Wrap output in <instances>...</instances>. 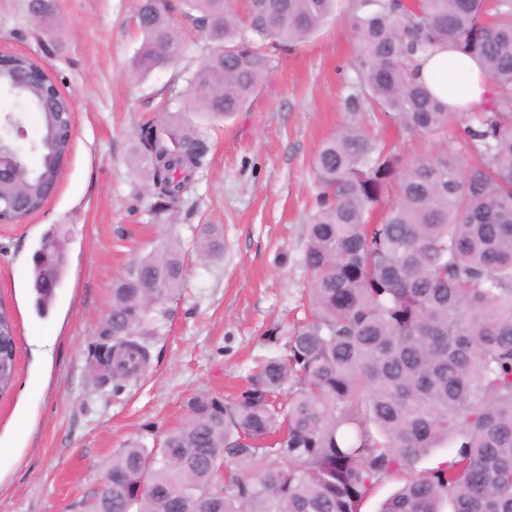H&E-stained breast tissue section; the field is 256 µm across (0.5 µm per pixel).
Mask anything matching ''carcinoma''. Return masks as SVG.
Segmentation results:
<instances>
[{"instance_id":"cac0c4a2","label":"carcinoma","mask_w":512,"mask_h":512,"mask_svg":"<svg viewBox=\"0 0 512 512\" xmlns=\"http://www.w3.org/2000/svg\"><path fill=\"white\" fill-rule=\"evenodd\" d=\"M338 0H140L134 74L174 62V14L186 7L211 43L187 79L190 108L242 111L272 70L273 52L319 32ZM53 32V0L32 14ZM357 81L349 120L317 148L315 208L303 266L313 283L284 353L266 357L237 397L198 394L159 447L129 440L112 456L87 512H359L382 479L406 472L378 512H512V0H350ZM437 46L478 57L490 97L467 115L460 147L408 156L363 128L386 121L411 135L448 129V105L415 78ZM41 116L39 163H0V217L40 211L44 186L71 153L69 101L45 110L39 87L16 95ZM209 144L170 113L140 128L133 163L156 211L195 194ZM26 209L15 212L19 195ZM381 214V221L373 220ZM59 232L37 256L66 250ZM224 232L202 228L197 254L223 257ZM64 264L34 262L36 306L63 284ZM177 243L141 257L112 286L108 373L115 387L148 366L150 340L182 287ZM14 317L0 304V394L16 376ZM456 453L429 470L436 448Z\"/></svg>"}]
</instances>
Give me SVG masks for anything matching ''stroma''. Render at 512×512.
Returning a JSON list of instances; mask_svg holds the SVG:
<instances>
[{
	"label": "stroma",
	"mask_w": 512,
	"mask_h": 512,
	"mask_svg": "<svg viewBox=\"0 0 512 512\" xmlns=\"http://www.w3.org/2000/svg\"><path fill=\"white\" fill-rule=\"evenodd\" d=\"M28 0H0V54L24 53L72 102V150L44 208L0 224V301L17 326V376L0 396V512H83L113 453L146 446L186 416L200 392L234 397L257 362L275 354L264 333H290L309 296L302 264L314 203L311 161L347 120L356 74L348 0L309 40L276 53L270 78L242 112L210 124L182 92L209 42L176 15L182 53L138 80L129 62L140 44L138 0H54L58 30H35ZM181 112L211 146L196 202L150 212L144 175L132 161L139 126ZM224 231L221 260L202 263L203 225ZM68 239L67 269L46 314L34 307L31 272L41 238ZM185 256L182 290L153 337L151 362L121 390L99 385L92 352L112 305V283L166 239Z\"/></svg>",
	"instance_id": "1"
}]
</instances>
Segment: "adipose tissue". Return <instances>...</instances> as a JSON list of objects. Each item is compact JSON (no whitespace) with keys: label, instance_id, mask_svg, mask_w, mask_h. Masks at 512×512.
Masks as SVG:
<instances>
[{"label":"adipose tissue","instance_id":"1","mask_svg":"<svg viewBox=\"0 0 512 512\" xmlns=\"http://www.w3.org/2000/svg\"><path fill=\"white\" fill-rule=\"evenodd\" d=\"M416 75L456 113L479 111L488 97L489 86L479 60L450 48L440 46L419 57Z\"/></svg>","mask_w":512,"mask_h":512}]
</instances>
